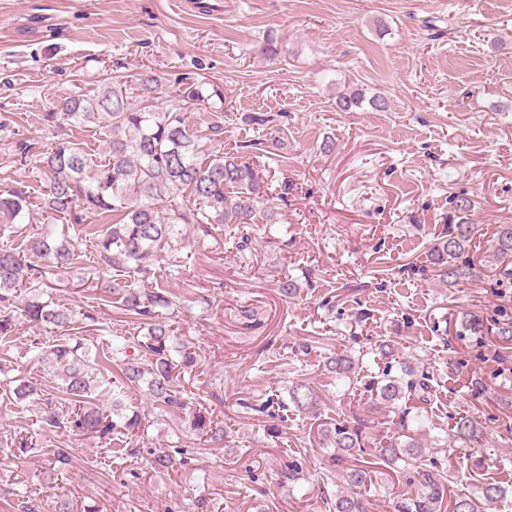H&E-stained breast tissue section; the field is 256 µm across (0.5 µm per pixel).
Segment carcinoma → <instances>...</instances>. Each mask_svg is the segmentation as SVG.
<instances>
[{"mask_svg":"<svg viewBox=\"0 0 512 512\" xmlns=\"http://www.w3.org/2000/svg\"><path fill=\"white\" fill-rule=\"evenodd\" d=\"M203 84L188 83L177 90L181 106L163 109L152 104L160 81L151 71L136 75L134 83L118 80L99 85L92 92L72 93L56 100L44 114L46 125L56 131L66 127L95 126L104 133L106 155L98 164L76 144L61 138L46 153L35 156V168L42 174L41 205L61 221L83 225L82 237L94 243L101 260L112 269L110 288L126 314L143 324L145 333L127 337L121 344L93 349L61 342L43 357L52 368V377L70 400L80 407L69 413L55 408L45 411L43 422L51 428H68L90 437L107 438L120 428L133 434L141 426L137 413H105L93 403L101 395V371L120 369L123 379L135 386L145 385L151 402L164 412L184 406L177 381L193 370L199 354L190 346H175V336L161 310H174L177 301L163 288L146 290L135 286V275L150 269L159 252L174 254L181 249V224H254L260 218L274 223V208L260 172L235 153L208 151L204 144L224 134L220 120L205 129L193 128L184 112L209 97L224 101V89L212 85L204 96ZM139 102L132 103V93ZM358 88L338 96L337 106L353 112L366 101ZM370 106L383 111L387 101L380 96L368 99ZM34 201L28 192L11 189L0 193V218L9 224H22L31 216ZM99 218V223H83L81 213ZM474 235V226L463 220L450 225L448 234L438 238L427 262L440 281L450 288H461L478 276L476 264L465 256ZM26 251L49 268L76 271L80 265L79 245L59 240L45 232L27 242ZM488 263L499 275L512 280V224L497 226ZM45 286L39 266L20 258L9 247L0 248V335L12 331L15 311H21L36 324L66 326L73 310L51 301H41ZM25 288L20 298L16 289ZM382 361L376 382L367 386L373 403L364 411L372 414L377 406L393 409L398 420L395 432L369 461L364 420L355 417L336 423H323L317 430L318 443L330 448L329 464L346 461L344 482L351 487L373 485L372 466L395 465L402 461L416 466L415 490L397 503L396 512H487L504 498L507 489L494 482H483L472 493H461L444 504L448 478L444 472L424 463L426 444L410 434V422L419 418L432 396V379L427 371L396 360L388 344L378 347ZM325 366L340 380L355 373L351 357L341 354L326 358ZM400 374L393 373L394 367ZM290 403L306 414L320 411L317 393L298 383L288 390ZM190 429L212 445L224 444V427L203 414L194 417ZM455 437L464 442L482 438L480 423L473 417L454 421ZM331 512H366L363 501L344 491L330 500Z\"/></svg>","mask_w":512,"mask_h":512,"instance_id":"1","label":"carcinoma"}]
</instances>
